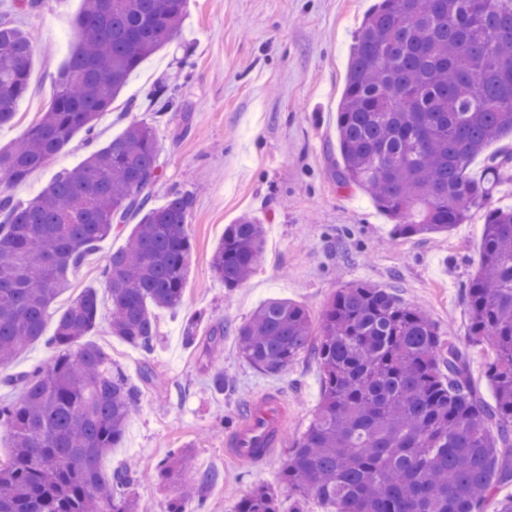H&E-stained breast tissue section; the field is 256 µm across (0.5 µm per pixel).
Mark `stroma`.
<instances>
[{"instance_id": "1", "label": "stroma", "mask_w": 512, "mask_h": 512, "mask_svg": "<svg viewBox=\"0 0 512 512\" xmlns=\"http://www.w3.org/2000/svg\"><path fill=\"white\" fill-rule=\"evenodd\" d=\"M374 2L187 0L179 40L130 76L111 111L98 120L94 140L76 134L11 188L20 199L35 198L58 171L137 120L153 127L160 147L162 176L154 201L177 191L192 197L187 229L193 249L183 302L156 311L153 352L144 354L111 336L104 322L90 335L140 389L121 443L100 462L107 475L129 460L145 472L133 488L138 512H165L182 485L204 472L215 475L202 488L204 512H229L255 479L279 484L285 447L313 418L322 379L308 358L270 378L239 357L236 327L274 298L303 306L317 322L346 282L392 289L405 302L426 308L446 339L466 350L474 387L484 400L492 398L486 376L492 349L470 345L463 299L478 262L481 218L446 233L397 237L363 192L336 184V113L349 50ZM81 3L48 0L39 15L25 19L36 34L29 88L15 105L14 122L0 127V148L19 140L51 98ZM244 213L263 222L265 249L252 277L228 288L214 275L210 256L225 228ZM124 244V235H112L87 257L50 309L46 335H53L61 313L84 289H102L104 260ZM194 316L200 342L223 327L224 360L217 367L233 391L218 395L209 388L217 367L185 340V325ZM146 368L152 371L147 381ZM269 387L279 390L288 411L285 446L255 463L225 459L224 439L241 409ZM182 450L188 462L179 478H158L160 463Z\"/></svg>"}]
</instances>
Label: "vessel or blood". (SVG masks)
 I'll list each match as a JSON object with an SVG mask.
<instances>
[{"label": "vessel or blood", "mask_w": 512, "mask_h": 512, "mask_svg": "<svg viewBox=\"0 0 512 512\" xmlns=\"http://www.w3.org/2000/svg\"><path fill=\"white\" fill-rule=\"evenodd\" d=\"M286 414L280 393L269 391L255 399L224 440L226 456L260 461L282 445L281 420Z\"/></svg>", "instance_id": "1"}]
</instances>
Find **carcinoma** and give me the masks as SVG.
Returning a JSON list of instances; mask_svg holds the SVG:
<instances>
[{"instance_id": "obj_1", "label": "carcinoma", "mask_w": 512, "mask_h": 512, "mask_svg": "<svg viewBox=\"0 0 512 512\" xmlns=\"http://www.w3.org/2000/svg\"><path fill=\"white\" fill-rule=\"evenodd\" d=\"M44 0L0 14V127L28 90L34 42L12 10L35 16ZM186 0H83L72 50L51 100L20 141L0 150V179L25 182L80 131L90 136L130 75L179 34ZM336 182L376 202L402 236L447 232L484 213L475 273L464 286L469 337L488 340L495 401L475 391L465 352L442 339L423 309L387 288L351 282L319 325L283 299L237 329L242 357L279 375L303 354L320 369L321 401L287 449L281 492L334 512H481L512 481V208L488 207L512 173V152L485 153L512 135V0H377L351 48L338 109ZM484 156L480 178L470 166ZM159 145L132 122L30 202L0 195V368L44 336L48 310L99 244L139 217L105 260L109 305L93 288L57 320L52 356L5 379L0 425V512H137V473L99 463L122 438L138 391L87 336L102 316L112 335L153 352L154 309L182 303L189 274L191 197L159 206ZM264 224L244 214L224 230L211 267L226 288L255 271ZM185 456L164 460L178 476ZM230 512H281L264 482Z\"/></svg>"}]
</instances>
